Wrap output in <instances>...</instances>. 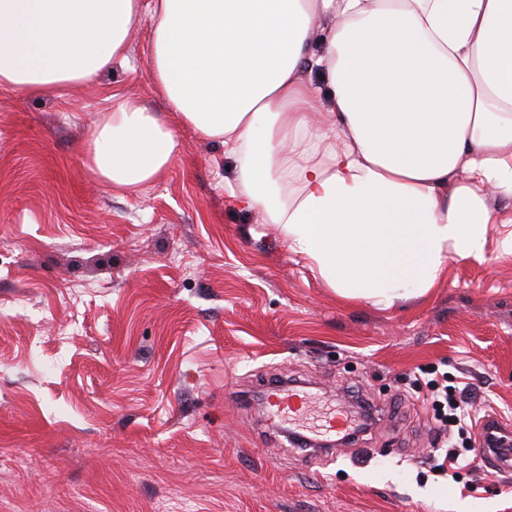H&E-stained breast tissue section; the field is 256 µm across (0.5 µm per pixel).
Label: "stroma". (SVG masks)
<instances>
[{
    "label": "stroma",
    "instance_id": "1",
    "mask_svg": "<svg viewBox=\"0 0 512 512\" xmlns=\"http://www.w3.org/2000/svg\"><path fill=\"white\" fill-rule=\"evenodd\" d=\"M153 19L127 60L64 97L0 89V512H512V472L434 448L427 386L512 429V256L449 261L421 297L340 298L240 208L221 144L168 110ZM128 97L180 149L134 193L89 168L95 121ZM285 380L367 429L300 448L252 397Z\"/></svg>",
    "mask_w": 512,
    "mask_h": 512
}]
</instances>
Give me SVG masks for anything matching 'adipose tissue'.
<instances>
[{
  "label": "adipose tissue",
  "mask_w": 512,
  "mask_h": 512,
  "mask_svg": "<svg viewBox=\"0 0 512 512\" xmlns=\"http://www.w3.org/2000/svg\"><path fill=\"white\" fill-rule=\"evenodd\" d=\"M142 0H0V87L80 89L126 60ZM151 76L234 162L232 197L346 300L425 295L449 259L512 255V0H152ZM180 148L114 98L89 167L136 191Z\"/></svg>",
  "instance_id": "1"
}]
</instances>
